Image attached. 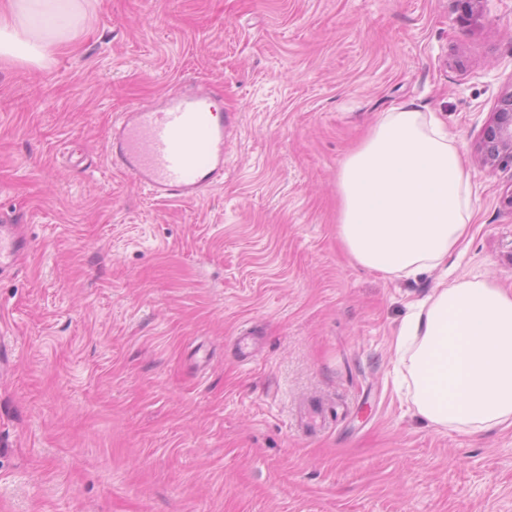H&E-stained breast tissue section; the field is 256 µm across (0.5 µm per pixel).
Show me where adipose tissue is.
I'll list each match as a JSON object with an SVG mask.
<instances>
[{
  "label": "adipose tissue",
  "mask_w": 512,
  "mask_h": 512,
  "mask_svg": "<svg viewBox=\"0 0 512 512\" xmlns=\"http://www.w3.org/2000/svg\"><path fill=\"white\" fill-rule=\"evenodd\" d=\"M91 0H0V60L49 67ZM337 235L360 266L415 277L446 264L474 212L470 178L445 125L403 103L338 173ZM419 415L472 433L512 426V292L460 279L414 305L394 341Z\"/></svg>",
  "instance_id": "ef3b65f1"
}]
</instances>
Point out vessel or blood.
Returning <instances> with one entry per match:
<instances>
[{
	"mask_svg": "<svg viewBox=\"0 0 512 512\" xmlns=\"http://www.w3.org/2000/svg\"><path fill=\"white\" fill-rule=\"evenodd\" d=\"M207 86L172 88L158 102L135 104L112 128V164L153 196L189 202L224 178L225 121ZM26 242L0 224V270L15 265Z\"/></svg>",
	"mask_w": 512,
	"mask_h": 512,
	"instance_id": "1",
	"label": "vessel or blood"
}]
</instances>
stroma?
<instances>
[{"label": "stroma", "mask_w": 512, "mask_h": 512, "mask_svg": "<svg viewBox=\"0 0 512 512\" xmlns=\"http://www.w3.org/2000/svg\"><path fill=\"white\" fill-rule=\"evenodd\" d=\"M185 83L230 116L189 203L113 169V122ZM512 0H92L49 68L0 63V512H512V427L462 434L394 380L412 302L512 292ZM413 102L461 148L468 240L415 279L336 240L341 161ZM319 402L325 428L297 421ZM481 161L491 169L512 165V88L499 99L481 134ZM25 247L17 224H0V270L14 266Z\"/></svg>", "instance_id": "35a3bbf8"}]
</instances>
